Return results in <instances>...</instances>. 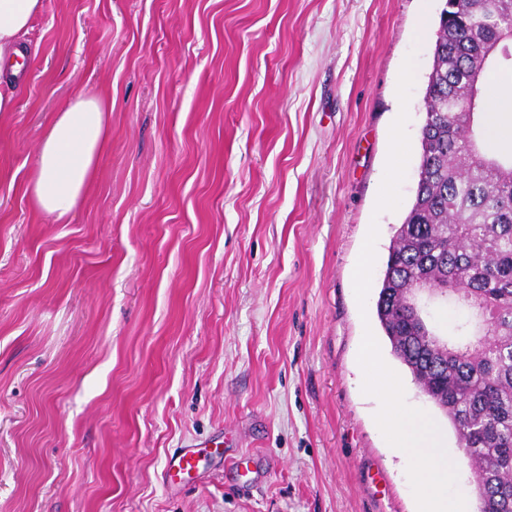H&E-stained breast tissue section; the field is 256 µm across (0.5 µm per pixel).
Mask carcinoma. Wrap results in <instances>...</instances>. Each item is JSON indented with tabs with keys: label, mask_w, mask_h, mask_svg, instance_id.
<instances>
[{
	"label": "carcinoma",
	"mask_w": 512,
	"mask_h": 512,
	"mask_svg": "<svg viewBox=\"0 0 512 512\" xmlns=\"http://www.w3.org/2000/svg\"><path fill=\"white\" fill-rule=\"evenodd\" d=\"M424 92L413 204L396 228L376 313L393 356L452 425L474 461L477 512H512V154L488 144L490 50L512 33V0H446ZM468 312L457 333L420 329L410 290Z\"/></svg>",
	"instance_id": "obj_1"
}]
</instances>
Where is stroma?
Segmentation results:
<instances>
[{"instance_id":"obj_1","label":"stroma","mask_w":512,"mask_h":512,"mask_svg":"<svg viewBox=\"0 0 512 512\" xmlns=\"http://www.w3.org/2000/svg\"><path fill=\"white\" fill-rule=\"evenodd\" d=\"M444 3L44 0L0 113V512H415L358 352L372 330L407 403L436 414L375 303L418 180L420 10L435 24ZM80 92L111 95L112 128L62 224L27 186ZM403 109V200L379 213ZM202 443L197 478L167 482ZM202 450L195 446H187L179 448L168 459L166 463V474L172 483H175V477L180 476V483H189L193 478V474L197 472L199 462L201 461L200 453ZM187 476V479H185ZM183 477V478H181Z\"/></svg>"}]
</instances>
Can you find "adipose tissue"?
Segmentation results:
<instances>
[{
    "label": "adipose tissue",
    "mask_w": 512,
    "mask_h": 512,
    "mask_svg": "<svg viewBox=\"0 0 512 512\" xmlns=\"http://www.w3.org/2000/svg\"><path fill=\"white\" fill-rule=\"evenodd\" d=\"M43 0H0V112L11 111L20 85L18 59ZM112 102L79 94L57 112L41 138L30 180L33 207L69 221L82 203L108 139Z\"/></svg>",
    "instance_id": "1"
}]
</instances>
